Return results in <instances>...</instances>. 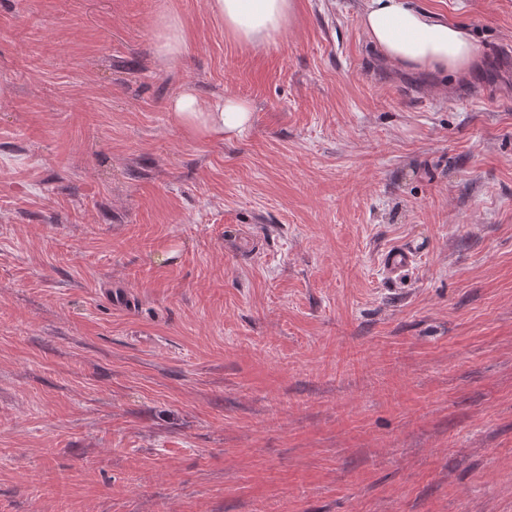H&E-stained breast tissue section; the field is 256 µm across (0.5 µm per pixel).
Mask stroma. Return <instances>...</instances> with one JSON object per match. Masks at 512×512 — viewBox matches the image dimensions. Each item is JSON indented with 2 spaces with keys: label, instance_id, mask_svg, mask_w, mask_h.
<instances>
[{
  "label": "stroma",
  "instance_id": "1",
  "mask_svg": "<svg viewBox=\"0 0 512 512\" xmlns=\"http://www.w3.org/2000/svg\"><path fill=\"white\" fill-rule=\"evenodd\" d=\"M417 2L467 81L389 69L361 0L258 46L0 0V512H512V0ZM185 84L250 127L187 137ZM156 43V59L162 68L175 62L186 49V38L177 18L165 19Z\"/></svg>",
  "mask_w": 512,
  "mask_h": 512
}]
</instances>
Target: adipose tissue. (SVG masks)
Returning a JSON list of instances; mask_svg holds the SVG:
<instances>
[{
	"instance_id": "obj_1",
	"label": "adipose tissue",
	"mask_w": 512,
	"mask_h": 512,
	"mask_svg": "<svg viewBox=\"0 0 512 512\" xmlns=\"http://www.w3.org/2000/svg\"><path fill=\"white\" fill-rule=\"evenodd\" d=\"M224 29L248 45L274 42L292 20L296 0H209ZM359 22L381 61L391 68L463 80L480 63L470 28L419 7L415 0H363ZM183 132L191 138L224 141L251 124L252 107L236 97L202 100L184 85L169 101Z\"/></svg>"
}]
</instances>
